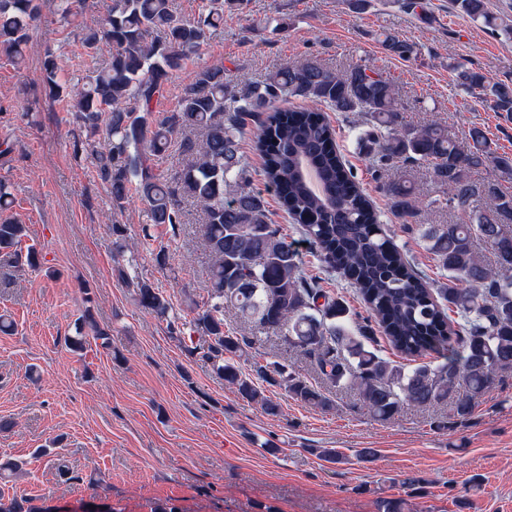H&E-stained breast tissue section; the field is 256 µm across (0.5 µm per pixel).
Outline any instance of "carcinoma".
Listing matches in <instances>:
<instances>
[{
  "label": "carcinoma",
  "mask_w": 512,
  "mask_h": 512,
  "mask_svg": "<svg viewBox=\"0 0 512 512\" xmlns=\"http://www.w3.org/2000/svg\"><path fill=\"white\" fill-rule=\"evenodd\" d=\"M242 5V0H204L201 12L190 19L173 0H112L102 26H83L77 34L87 53L103 42L111 45L108 65L84 84H72L49 53L45 82L51 94L71 100L77 124L91 138L87 157L113 211H123L134 191L147 206L149 223L175 231L182 223L183 200L199 207L209 286L204 302L189 301L188 324L207 344L215 372L242 398L271 415L279 411L236 365L239 338L224 329L229 305L257 332L275 333L313 357L324 380L353 393L378 420L407 406L446 402L460 385L466 394L456 398L453 417L466 419L497 375L512 369V194L480 177L490 165L512 175V155L498 152L477 126L469 130L472 146L465 149L446 126L407 123L396 84L369 64L337 71L309 59L262 81L233 78L222 65L203 66L186 75L176 108L160 109L167 85L185 69L189 54L204 43L207 31L223 24L224 9ZM453 5L493 31L502 26L484 0H453ZM36 15V0H0V53L15 66L24 62ZM383 36L390 55L402 60L418 55L419 49L399 35ZM456 70L461 87L490 96L496 111L512 115V84L492 82L473 68ZM290 97L309 99L316 107L277 105ZM327 110L363 115L356 142L372 172L428 166L430 182L443 197H430L403 176L384 183L382 191L393 215L419 226L445 273L443 287H432L429 276L411 264L380 224L336 143ZM251 121L261 128L256 150L263 159V192L249 186L241 143ZM175 148L185 164L170 184L158 166ZM311 170L319 178L316 190L308 181ZM268 193L300 224L322 270L340 275L357 291L368 313L366 324L305 275L300 250L271 222ZM443 207L466 221L430 223L431 213ZM23 232V225L1 221L0 252L35 267L38 252H22ZM481 246L491 248L494 263L482 260ZM119 272L134 288L140 307L168 317L170 303L162 291L130 278L123 268ZM374 326L407 359L431 352L442 353L441 359L410 369L395 365L374 336ZM91 339L109 346V331L87 309L65 342L78 352ZM275 372L277 380L263 366L258 375L304 403L333 406L322 389L295 371L278 364Z\"/></svg>",
  "instance_id": "cac0c4a2"
}]
</instances>
